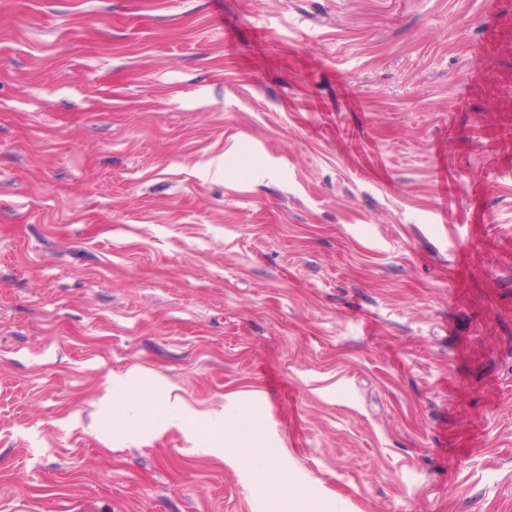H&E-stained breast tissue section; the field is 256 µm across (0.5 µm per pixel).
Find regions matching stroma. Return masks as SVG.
I'll return each instance as SVG.
<instances>
[{
    "instance_id": "1",
    "label": "stroma",
    "mask_w": 512,
    "mask_h": 512,
    "mask_svg": "<svg viewBox=\"0 0 512 512\" xmlns=\"http://www.w3.org/2000/svg\"><path fill=\"white\" fill-rule=\"evenodd\" d=\"M235 408L331 512H512V0H0V512H289ZM154 400L152 385L150 383H143L141 390L126 395L120 406L123 408L126 418L131 419L138 414L142 407L151 405ZM258 427L255 417L251 414L241 413L236 416L224 415V427L222 440L217 443L224 446L226 434L233 442V447L228 448H204L207 453L218 454L230 464H243L252 470L256 484L260 487H276L287 496L297 495L296 486L288 471L278 467L272 461L271 455H260L255 448L263 447L256 434Z\"/></svg>"
}]
</instances>
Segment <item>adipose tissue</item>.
<instances>
[{
  "label": "adipose tissue",
  "mask_w": 512,
  "mask_h": 512,
  "mask_svg": "<svg viewBox=\"0 0 512 512\" xmlns=\"http://www.w3.org/2000/svg\"><path fill=\"white\" fill-rule=\"evenodd\" d=\"M256 431L253 415L241 413L225 418L223 432L229 436L232 445L220 449V456L229 463L250 468L258 486L275 487L286 495H294L295 483L288 471L275 465L271 456L258 454L261 441Z\"/></svg>",
  "instance_id": "obj_1"
}]
</instances>
